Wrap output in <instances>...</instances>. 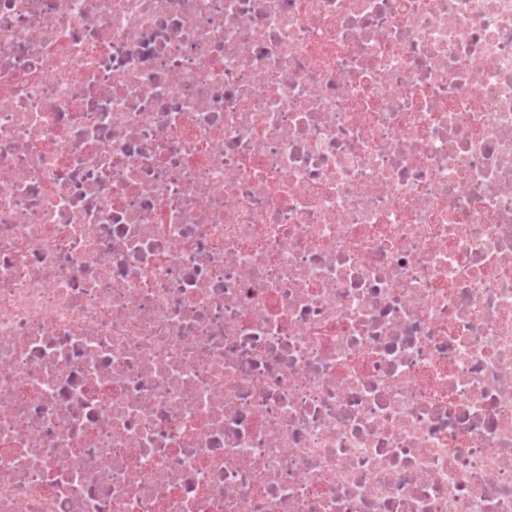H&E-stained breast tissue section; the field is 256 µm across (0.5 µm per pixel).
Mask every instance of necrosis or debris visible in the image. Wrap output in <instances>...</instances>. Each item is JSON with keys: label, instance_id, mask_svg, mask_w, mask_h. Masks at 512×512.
<instances>
[{"label": "necrosis or debris", "instance_id": "4bbe7bcc", "mask_svg": "<svg viewBox=\"0 0 512 512\" xmlns=\"http://www.w3.org/2000/svg\"><path fill=\"white\" fill-rule=\"evenodd\" d=\"M0 512H512V0H0Z\"/></svg>", "mask_w": 512, "mask_h": 512}]
</instances>
